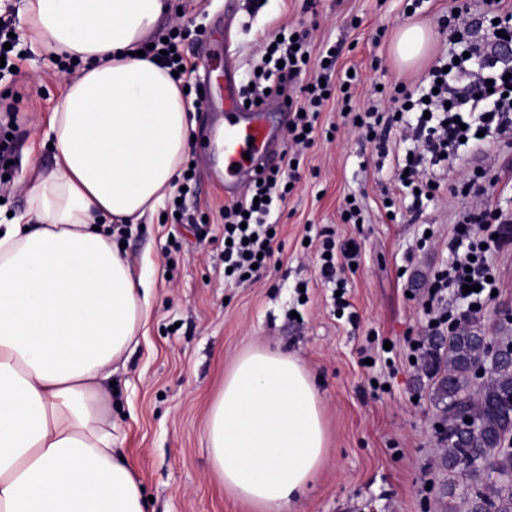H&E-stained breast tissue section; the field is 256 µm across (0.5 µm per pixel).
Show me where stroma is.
<instances>
[{
	"label": "stroma",
	"instance_id": "obj_1",
	"mask_svg": "<svg viewBox=\"0 0 512 512\" xmlns=\"http://www.w3.org/2000/svg\"><path fill=\"white\" fill-rule=\"evenodd\" d=\"M487 0H171L182 11L181 51L190 86L203 91L187 162L195 177L185 196L194 224L175 220L174 201L133 225L125 237L134 271H147L152 306L124 364L113 372L112 419L120 453L137 471L147 512H254L216 477L204 429L208 409L235 359L268 347L302 361L318 392L328 434L323 464L307 489L282 512H469L458 474L438 460L430 398L434 380L411 359L410 343L423 333V301L433 273L449 258L447 234L469 203L454 186L477 175L512 174V142L481 151L459 149L455 169L431 167L432 200L413 208L397 190L395 169L410 142L388 128V155L360 133L347 132L342 97L320 118L314 145L300 162V179L280 212L279 250L257 279L224 283V208L248 180L225 185L211 145L224 130L225 91H241L258 59L257 41L280 26L312 29V57L336 49V71L359 74L354 108L379 100L380 89H415L452 54L445 28L452 9L486 13ZM419 24L432 34L413 65L396 62L393 37ZM14 75L0 80V124L8 123L12 163H0V224L23 212L32 165L48 170L54 153L45 138L49 115L67 81L58 64L28 44ZM395 205L385 208V197ZM363 223L347 224L348 198ZM441 235L420 244L426 225ZM328 231L337 248L356 245L344 265L342 290L320 280L317 234ZM500 291L478 317L483 335H501L512 313V249L495 255ZM305 293H298L299 283ZM350 304L339 316L335 293Z\"/></svg>",
	"mask_w": 512,
	"mask_h": 512
}]
</instances>
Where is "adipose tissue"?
Masks as SVG:
<instances>
[{
	"mask_svg": "<svg viewBox=\"0 0 512 512\" xmlns=\"http://www.w3.org/2000/svg\"><path fill=\"white\" fill-rule=\"evenodd\" d=\"M168 0H23L32 41L76 63L47 136L56 167L0 226V512H145L116 450L103 382L151 307V289L103 230L155 212L176 187L196 106L144 41ZM227 490L278 512L319 469L327 431L303 363L242 354L207 415Z\"/></svg>",
	"mask_w": 512,
	"mask_h": 512,
	"instance_id": "adipose-tissue-1",
	"label": "adipose tissue"
}]
</instances>
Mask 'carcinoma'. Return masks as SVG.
Returning a JSON list of instances; mask_svg holds the SVG:
<instances>
[{"instance_id":"carcinoma-1","label":"carcinoma","mask_w":512,"mask_h":512,"mask_svg":"<svg viewBox=\"0 0 512 512\" xmlns=\"http://www.w3.org/2000/svg\"><path fill=\"white\" fill-rule=\"evenodd\" d=\"M484 336L474 324L448 335V346L432 345L424 361L437 377L435 397L442 404L438 438L440 463L452 472L465 462L472 472L512 474V449L503 448L512 433V358L483 354ZM488 375L480 397L472 398L471 379L478 365ZM471 422L465 424L463 420ZM471 512H512V485L493 484L475 492Z\"/></svg>"}]
</instances>
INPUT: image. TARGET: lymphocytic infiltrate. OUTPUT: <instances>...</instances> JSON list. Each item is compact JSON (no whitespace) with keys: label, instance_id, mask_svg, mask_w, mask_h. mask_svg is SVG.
<instances>
[{"label":"lymphocytic infiltrate","instance_id":"1","mask_svg":"<svg viewBox=\"0 0 512 512\" xmlns=\"http://www.w3.org/2000/svg\"><path fill=\"white\" fill-rule=\"evenodd\" d=\"M448 38L463 45L465 57L450 63L448 69L432 70L429 86L418 87L416 96L405 99L415 121L403 125V136L418 142L420 150L397 168L395 176L408 191L423 198L432 184L425 158L450 164L462 141L490 144L512 136V61L491 56L482 42L473 40L468 18L450 24ZM309 45L306 30L286 29L281 36L264 38L259 45L260 71L242 90L243 98L250 102L269 94L287 97L292 118L283 166L271 170L262 183L250 184L244 195L224 210L228 280L239 283L244 277H256L273 258L276 238L271 234L275 227L271 216L287 202L288 188L299 178L294 163L314 144L325 96L335 90L331 62L336 53L332 50L319 74L299 84L308 66ZM465 193L472 203L456 217L448 233L451 260L433 275L426 295V330L430 333L447 324L460 327L479 316L499 287L493 256L512 247V216L489 208L487 187L473 183ZM467 284L472 287L468 293L463 290Z\"/></svg>","mask_w":512,"mask_h":512}]
</instances>
